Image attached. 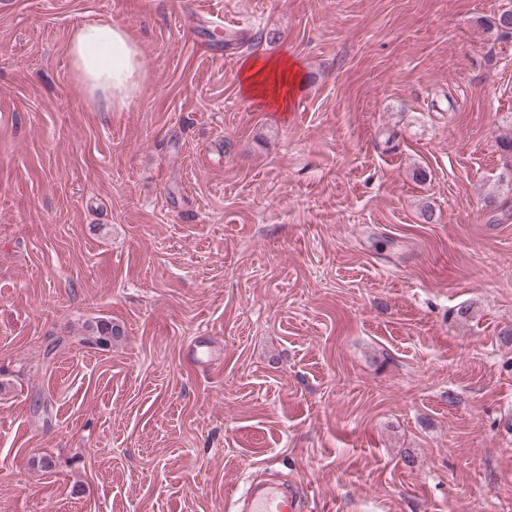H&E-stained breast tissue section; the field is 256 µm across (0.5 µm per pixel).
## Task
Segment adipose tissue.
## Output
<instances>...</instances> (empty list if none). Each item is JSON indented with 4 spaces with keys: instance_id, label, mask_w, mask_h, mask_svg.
Here are the masks:
<instances>
[{
    "instance_id": "obj_1",
    "label": "adipose tissue",
    "mask_w": 512,
    "mask_h": 512,
    "mask_svg": "<svg viewBox=\"0 0 512 512\" xmlns=\"http://www.w3.org/2000/svg\"><path fill=\"white\" fill-rule=\"evenodd\" d=\"M69 57L82 94L103 112L122 109L139 89L144 59L123 27L82 25L72 34ZM242 92L269 109L286 112L302 84V67L285 56L255 55L239 71Z\"/></svg>"
}]
</instances>
